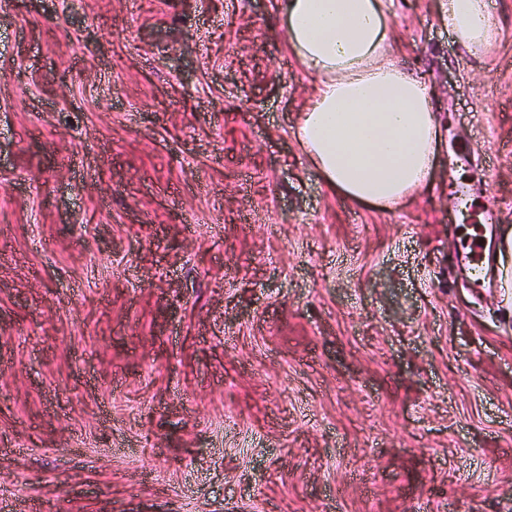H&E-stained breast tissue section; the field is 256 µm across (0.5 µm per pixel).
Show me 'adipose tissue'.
I'll list each match as a JSON object with an SVG mask.
<instances>
[{"mask_svg":"<svg viewBox=\"0 0 512 512\" xmlns=\"http://www.w3.org/2000/svg\"><path fill=\"white\" fill-rule=\"evenodd\" d=\"M456 43L489 50L498 29L487 0H438ZM285 41L316 78L295 136L325 184L391 211L427 186L440 141L433 92L399 66L386 0H278Z\"/></svg>","mask_w":512,"mask_h":512,"instance_id":"ef3b65f1","label":"adipose tissue"}]
</instances>
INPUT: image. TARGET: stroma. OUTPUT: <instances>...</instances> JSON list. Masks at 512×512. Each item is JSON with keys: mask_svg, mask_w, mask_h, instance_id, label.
Returning a JSON list of instances; mask_svg holds the SVG:
<instances>
[{"mask_svg": "<svg viewBox=\"0 0 512 512\" xmlns=\"http://www.w3.org/2000/svg\"><path fill=\"white\" fill-rule=\"evenodd\" d=\"M392 12L446 128L386 213L300 151L276 0L0 7V512H512V291L449 188L512 232V0L481 55ZM498 213L484 208L478 218H471L461 241V265L480 288L486 263L489 261L497 232ZM478 223V224H473Z\"/></svg>", "mask_w": 512, "mask_h": 512, "instance_id": "1", "label": "stroma"}]
</instances>
